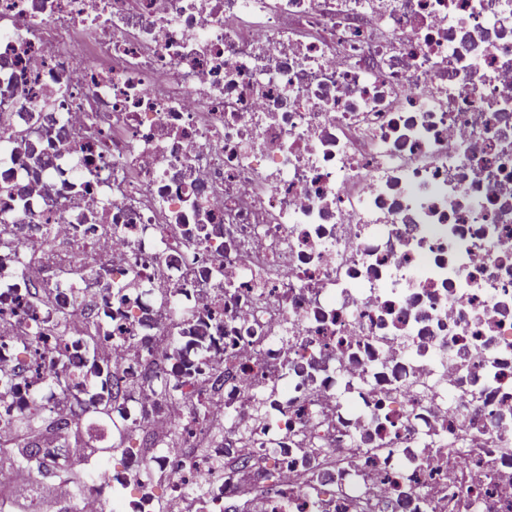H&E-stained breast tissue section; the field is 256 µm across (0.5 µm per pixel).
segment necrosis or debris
Masks as SVG:
<instances>
[{"instance_id": "4bbe7bcc", "label": "necrosis or debris", "mask_w": 512, "mask_h": 512, "mask_svg": "<svg viewBox=\"0 0 512 512\" xmlns=\"http://www.w3.org/2000/svg\"><path fill=\"white\" fill-rule=\"evenodd\" d=\"M23 418L30 512H512V0H0Z\"/></svg>"}]
</instances>
